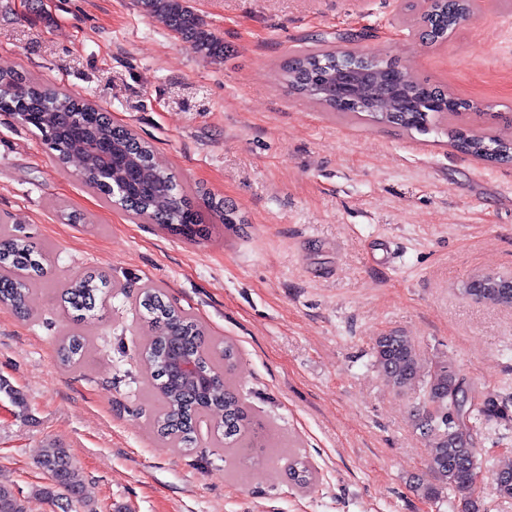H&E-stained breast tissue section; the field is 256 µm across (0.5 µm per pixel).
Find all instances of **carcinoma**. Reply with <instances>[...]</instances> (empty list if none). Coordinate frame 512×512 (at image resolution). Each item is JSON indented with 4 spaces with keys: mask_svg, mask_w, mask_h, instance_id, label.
<instances>
[{
    "mask_svg": "<svg viewBox=\"0 0 512 512\" xmlns=\"http://www.w3.org/2000/svg\"><path fill=\"white\" fill-rule=\"evenodd\" d=\"M137 6L190 43L194 53L224 56L223 41L206 28L188 0H137ZM474 7V0H435L418 19L419 36L431 43L447 39L458 19ZM283 78L290 91L312 97L332 112L364 113L403 130L427 132L439 118H460L478 110L474 103L416 79L395 61L344 57L331 50H309L290 59L283 66ZM0 112H8L38 130L60 161L72 153L81 155V179L133 217L190 241L205 236L200 229L202 212L175 176L156 164L151 144L127 127L113 124L97 105L48 89L27 74L0 72ZM448 136L464 154L491 163L512 161V139L465 125L449 129ZM204 204L228 230L243 223L220 200L207 198ZM46 256L45 249L26 238H0V301L19 314L26 312L31 287L46 273ZM479 280L484 287L477 300L507 303L497 288L500 278L482 275ZM108 287L106 276L96 272L72 281L64 291L72 320L78 324L94 318ZM139 306L144 309L148 327L143 358L148 389L161 404L154 419L157 434L189 449L196 442V421L218 412L221 419L216 432L222 435L224 447H241L251 439L256 422L239 392L223 379V373L231 372L237 362L233 345L226 343L218 351L209 350L204 325L154 288L143 289ZM85 350L86 341L77 331L59 344L63 360L69 363L79 361ZM372 354L376 368L397 391L416 394L415 425L431 448L426 460L430 481L419 484L422 494L436 500L446 488L459 494L458 512H483L484 505L475 496L476 486L471 481L472 473L483 471L472 431L482 420L512 422L509 405L491 398L458 402L457 394L464 392L459 372L439 361L426 374H420L414 343L400 330L377 337ZM177 355L194 362V375L171 374L170 359ZM38 464L51 479L49 485L38 489L39 495L52 501L64 498L69 504L86 501L87 493L74 480L66 449H45ZM287 474L300 488L314 481L313 471L298 457L288 458ZM494 476L496 494L512 498V468H502ZM0 512H27L24 500L2 483Z\"/></svg>",
    "mask_w": 512,
    "mask_h": 512,
    "instance_id": "cac0c4a2",
    "label": "carcinoma"
}]
</instances>
